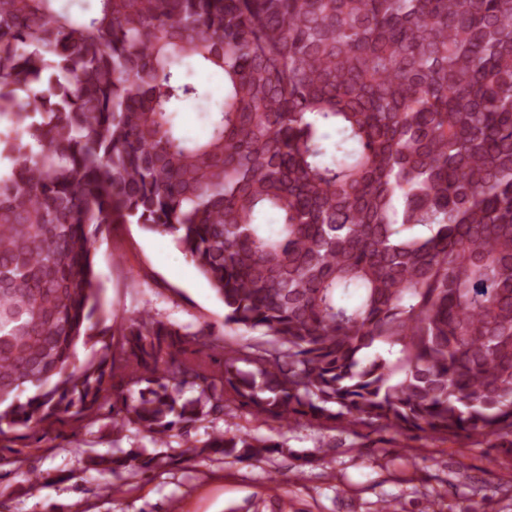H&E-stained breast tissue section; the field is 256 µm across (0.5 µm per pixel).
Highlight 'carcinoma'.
Instances as JSON below:
<instances>
[{
	"instance_id": "obj_1",
	"label": "carcinoma",
	"mask_w": 512,
	"mask_h": 512,
	"mask_svg": "<svg viewBox=\"0 0 512 512\" xmlns=\"http://www.w3.org/2000/svg\"><path fill=\"white\" fill-rule=\"evenodd\" d=\"M192 63L224 75L198 140ZM1 158L0 442L102 409L162 442L234 406L512 453V0H0ZM113 224L173 236L262 336L143 311L114 339Z\"/></svg>"
}]
</instances>
